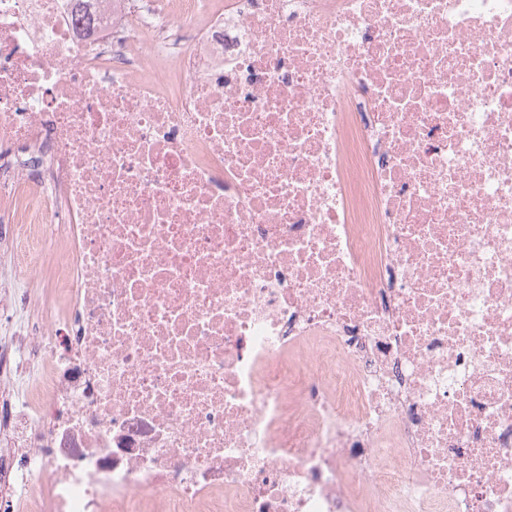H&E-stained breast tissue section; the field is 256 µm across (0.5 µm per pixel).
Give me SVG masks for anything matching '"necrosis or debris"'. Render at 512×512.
Segmentation results:
<instances>
[{
	"instance_id": "necrosis-or-debris-1",
	"label": "necrosis or debris",
	"mask_w": 512,
	"mask_h": 512,
	"mask_svg": "<svg viewBox=\"0 0 512 512\" xmlns=\"http://www.w3.org/2000/svg\"><path fill=\"white\" fill-rule=\"evenodd\" d=\"M0 0V512H512V0Z\"/></svg>"
}]
</instances>
